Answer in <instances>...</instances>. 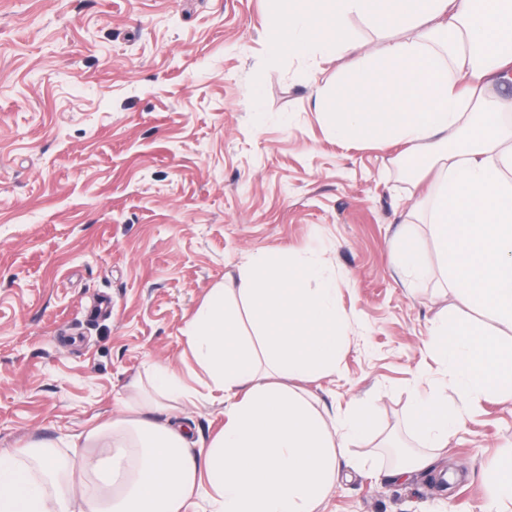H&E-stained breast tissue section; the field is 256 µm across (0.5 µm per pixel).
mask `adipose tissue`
Instances as JSON below:
<instances>
[{"label": "adipose tissue", "mask_w": 512, "mask_h": 512, "mask_svg": "<svg viewBox=\"0 0 512 512\" xmlns=\"http://www.w3.org/2000/svg\"><path fill=\"white\" fill-rule=\"evenodd\" d=\"M266 42L269 62L317 47H346L336 30L353 15L383 30L407 29L315 105L337 141L401 142L409 160L436 168L418 200L449 288L512 328V121L501 89L512 83V0H277ZM237 296L259 331H239L236 309L214 288L193 314L192 355L220 393L224 426L196 439L172 413L197 392L172 368L147 373L150 394L126 413L70 436L67 455L51 441L0 451V512H320L336 483L343 448L372 422L355 413L329 421L307 391L271 374H334L347 317L336 280L315 259L251 256L236 270ZM448 381L415 408L422 448L393 478L431 469L464 423L459 401L512 398V342L490 338L467 318L444 316L432 331Z\"/></svg>", "instance_id": "obj_1"}]
</instances>
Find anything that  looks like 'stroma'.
Returning <instances> with one entry per match:
<instances>
[{
    "mask_svg": "<svg viewBox=\"0 0 512 512\" xmlns=\"http://www.w3.org/2000/svg\"><path fill=\"white\" fill-rule=\"evenodd\" d=\"M269 0H0V450L119 415L170 366L198 389L180 420L224 426L185 331L257 252L310 255L349 318L336 374L306 383L325 416L372 406L323 512H480L512 452V400L462 404L434 472L391 481L414 453L412 406L443 380L431 328L468 318L411 211L401 146L336 142L314 107L385 34L352 17V50L266 60ZM261 96H254V88ZM426 248L424 286L394 262Z\"/></svg>",
    "mask_w": 512,
    "mask_h": 512,
    "instance_id": "obj_1",
    "label": "stroma"
}]
</instances>
